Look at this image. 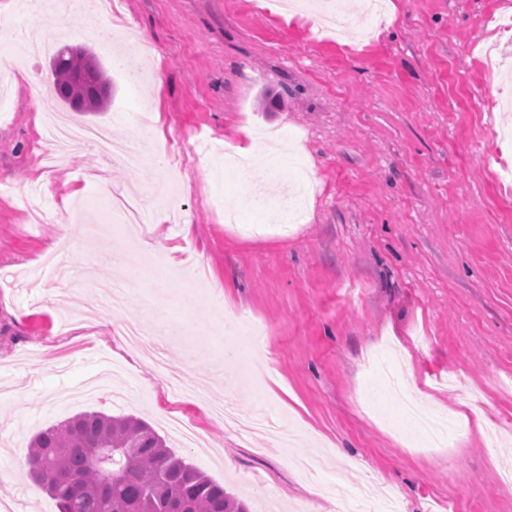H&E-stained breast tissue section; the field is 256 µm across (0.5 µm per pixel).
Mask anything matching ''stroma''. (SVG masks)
I'll return each instance as SVG.
<instances>
[{
  "label": "stroma",
  "mask_w": 512,
  "mask_h": 512,
  "mask_svg": "<svg viewBox=\"0 0 512 512\" xmlns=\"http://www.w3.org/2000/svg\"><path fill=\"white\" fill-rule=\"evenodd\" d=\"M295 2L118 0L46 32L0 0V512H58L25 476L26 444L93 410L142 418L250 512H352L370 482L401 512H512V185L497 178L512 168V71L478 50L506 38L512 0ZM139 31L149 85L113 64ZM45 39L96 53L106 111L56 100L50 53L24 50ZM152 91L160 135L135 121ZM39 112L167 164L132 171L88 148L47 168ZM244 127L266 135L255 161L216 173ZM284 183L282 228L264 202ZM110 188L150 205L145 227L103 246L83 227ZM68 193L66 253L86 282L35 298L22 284ZM236 315L261 324L252 347L230 348ZM130 321L166 347L165 374L111 336ZM229 366L242 382L225 399L271 431L243 440L205 409Z\"/></svg>",
  "instance_id": "obj_1"
}]
</instances>
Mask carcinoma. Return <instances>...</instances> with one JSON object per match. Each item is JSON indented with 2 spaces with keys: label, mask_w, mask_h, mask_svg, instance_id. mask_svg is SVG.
<instances>
[{
  "label": "carcinoma",
  "mask_w": 512,
  "mask_h": 512,
  "mask_svg": "<svg viewBox=\"0 0 512 512\" xmlns=\"http://www.w3.org/2000/svg\"><path fill=\"white\" fill-rule=\"evenodd\" d=\"M51 68L62 102L103 112L111 82L88 48L65 46ZM28 477L59 512H247L143 420L92 411L36 433L28 442Z\"/></svg>",
  "instance_id": "cac0c4a2"
}]
</instances>
